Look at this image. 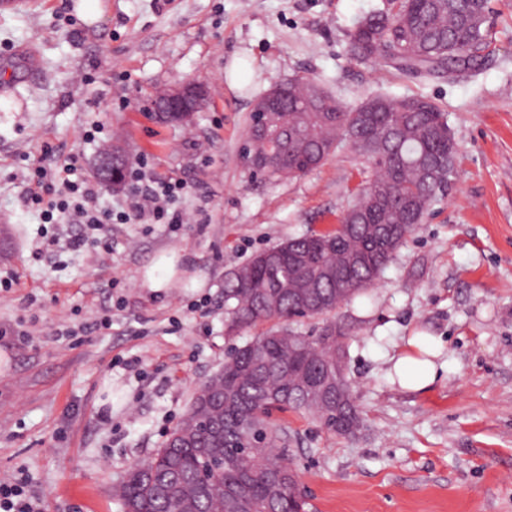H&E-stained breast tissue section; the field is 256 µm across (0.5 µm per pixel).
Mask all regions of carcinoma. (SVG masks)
Returning a JSON list of instances; mask_svg holds the SVG:
<instances>
[{"label": "carcinoma", "instance_id": "carcinoma-1", "mask_svg": "<svg viewBox=\"0 0 512 512\" xmlns=\"http://www.w3.org/2000/svg\"><path fill=\"white\" fill-rule=\"evenodd\" d=\"M390 2L350 32L353 57H381L404 73L452 76L474 68L487 45V0ZM287 84L283 110L272 113L281 132L272 147L253 139L258 116H250L247 156L274 158L254 173L293 179L321 165L330 146L346 142L373 167V177L336 226L270 247L279 253L274 264L257 254L225 274V335L272 327L226 357L221 429L204 412L192 424L183 420L176 427L181 446L168 438L127 471L125 512H311L302 485L285 475L289 459L276 448L288 443V429L272 421L273 413H309L341 437L361 430L347 376L351 326L329 315L365 294L423 222L440 192L432 163L446 161L453 172L455 143L446 113L427 97H370L382 107L364 122L357 108L313 78L297 75ZM319 318L316 334L296 328Z\"/></svg>", "mask_w": 512, "mask_h": 512}]
</instances>
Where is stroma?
<instances>
[{
	"instance_id": "stroma-1",
	"label": "stroma",
	"mask_w": 512,
	"mask_h": 512,
	"mask_svg": "<svg viewBox=\"0 0 512 512\" xmlns=\"http://www.w3.org/2000/svg\"><path fill=\"white\" fill-rule=\"evenodd\" d=\"M66 33L64 0L0 6V57L39 51V71L1 67L0 484L28 475L39 512H124L116 488L147 460L224 365V274L257 251L337 224L372 171L340 146L287 181L256 176L241 147L253 101L296 75L347 106L426 96L448 115V189L368 291L344 304L363 429L352 439L286 412L290 453L315 512H512V0H489L475 69L403 74L359 62L349 34L389 0H101ZM92 82H84L83 73ZM207 81L191 128L149 113L160 90ZM103 138L87 139L92 125ZM183 181L180 224H105L110 251L74 249L82 224L42 223L22 200L44 146L97 180L113 141ZM169 288H143L163 254ZM441 346L427 390L401 388L408 336Z\"/></svg>"
}]
</instances>
